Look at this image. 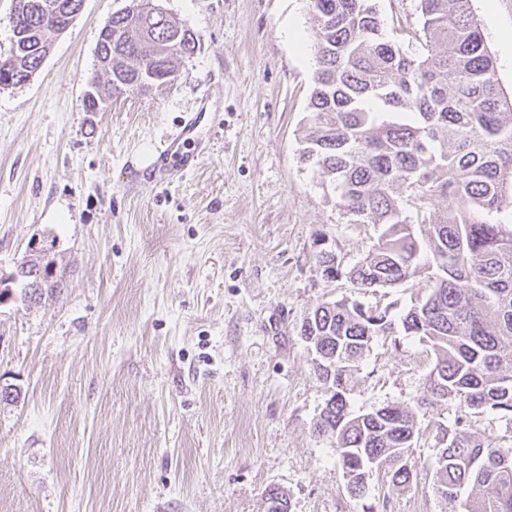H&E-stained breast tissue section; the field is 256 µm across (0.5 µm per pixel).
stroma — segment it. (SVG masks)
<instances>
[{"label": "stroma", "instance_id": "stroma-1", "mask_svg": "<svg viewBox=\"0 0 512 512\" xmlns=\"http://www.w3.org/2000/svg\"><path fill=\"white\" fill-rule=\"evenodd\" d=\"M194 33L171 87L83 108L99 32L130 0H85L30 81L0 87V273L54 241L56 292L0 299V512H464L434 490L438 428L512 448V423L456 403L417 406L436 358L415 336L377 337L354 363L353 413L412 409V480L376 471L352 497L314 423L328 397L299 327L346 298L402 314L398 289L323 277L377 242L300 160L317 24L310 0H157ZM411 45L415 0H377ZM472 10L512 94V0ZM204 112L198 165L167 183L149 164L183 118Z\"/></svg>", "mask_w": 512, "mask_h": 512}]
</instances>
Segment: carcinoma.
<instances>
[{
  "mask_svg": "<svg viewBox=\"0 0 512 512\" xmlns=\"http://www.w3.org/2000/svg\"><path fill=\"white\" fill-rule=\"evenodd\" d=\"M79 0H16L13 44L0 57V85L26 83L65 31ZM318 27L317 68L300 159L318 168L354 224H378L367 256L349 270L319 251L323 276L344 274L360 288H398L427 271L424 294L394 320L390 308L324 301L302 319L314 372L336 401L314 430L334 440L349 476L347 491L366 492L379 459L391 482L409 483L414 414L396 405L353 414L343 387L345 361L377 336L402 332L430 344L436 362L420 404L457 402L512 421V96L472 0H417L420 49L391 40L373 0H310ZM112 14L96 53L110 59L88 80L87 112L114 96L148 92L178 80L174 60L194 54L190 30L148 0ZM54 273L35 271L15 284ZM435 489L448 500L466 489L465 512H512V449L438 432Z\"/></svg>",
  "mask_w": 512,
  "mask_h": 512,
  "instance_id": "1",
  "label": "carcinoma"
}]
</instances>
